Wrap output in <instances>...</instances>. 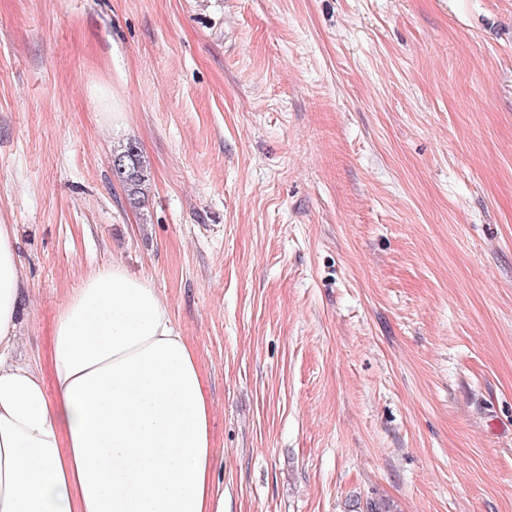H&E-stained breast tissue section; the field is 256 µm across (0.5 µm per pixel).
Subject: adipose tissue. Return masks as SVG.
<instances>
[{
    "mask_svg": "<svg viewBox=\"0 0 512 512\" xmlns=\"http://www.w3.org/2000/svg\"><path fill=\"white\" fill-rule=\"evenodd\" d=\"M19 291L0 224V512H223L198 357L149 281L91 273L45 373L13 356Z\"/></svg>",
    "mask_w": 512,
    "mask_h": 512,
    "instance_id": "adipose-tissue-1",
    "label": "adipose tissue"
}]
</instances>
